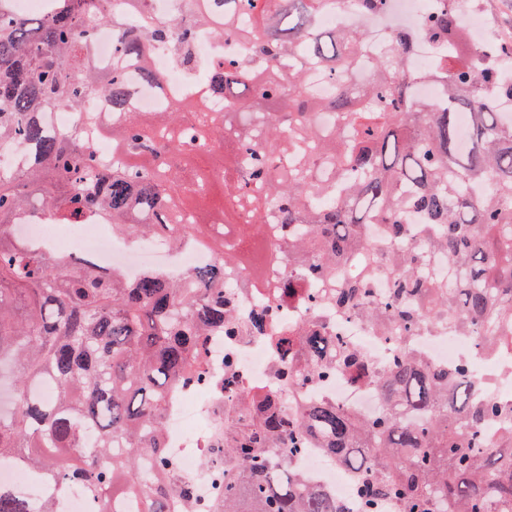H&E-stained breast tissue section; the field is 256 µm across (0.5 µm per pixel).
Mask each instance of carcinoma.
Masks as SVG:
<instances>
[{"mask_svg":"<svg viewBox=\"0 0 512 512\" xmlns=\"http://www.w3.org/2000/svg\"><path fill=\"white\" fill-rule=\"evenodd\" d=\"M0 0V151L18 156L0 172V380L13 388L11 412H0V461L36 472L53 498L81 489L91 512H195L192 487L171 479L164 450L165 417L174 393L210 385L207 343L236 336L240 326L224 294V268L240 262L249 241L214 247L197 224H172L192 213L189 201L221 186L219 208L268 237L269 261L288 258L302 277L332 280L339 289L311 296L313 311L334 304L387 327L414 334L444 326L477 336L491 356L512 345V125L482 96L512 98V40L498 62L474 71L439 66L443 102L414 93L405 58L416 39L452 41L467 49L468 32L448 7L423 17L414 31L394 30L372 61L373 79L351 81L366 46L359 25L329 30L320 13L330 0H190L181 23L147 15L129 27L104 0H52L41 17L16 16ZM101 24L116 32L114 52L147 65L151 43L182 57L208 26L223 42H239L199 83L224 95L209 112L192 96L189 125L181 111L149 125L126 108V73L96 67L91 50ZM321 68L336 95L321 99L307 70ZM92 95L107 96L122 119L108 130L121 163L103 166L78 135L51 131L46 112L81 111ZM469 118L461 136L462 115ZM224 153V177L194 160ZM39 182L38 196L28 186ZM46 211L60 224L99 217L138 244L195 242L216 254L209 266L179 280L159 270L128 279L117 270L43 251L17 232V216ZM428 249L407 246L409 213ZM385 224L370 243L367 226ZM366 252L383 263L391 285L378 298L368 276L347 268ZM268 302L248 324L273 329ZM281 352V377L309 383L339 371L373 370L366 357L314 319L307 327L268 336ZM380 414L360 419L331 401L290 415L272 399L245 396L224 411V439L213 447L236 476L216 473L212 512H344L309 484L293 458L316 443L353 473L362 512H512V403L483 393L467 361L437 368L405 346L376 378ZM44 382L50 396L34 391ZM502 424L498 436L485 424ZM0 512H32L0 486Z\"/></svg>","mask_w":512,"mask_h":512,"instance_id":"obj_1","label":"carcinoma"}]
</instances>
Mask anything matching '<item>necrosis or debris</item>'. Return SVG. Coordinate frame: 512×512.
<instances>
[{
  "label": "necrosis or debris",
  "mask_w": 512,
  "mask_h": 512,
  "mask_svg": "<svg viewBox=\"0 0 512 512\" xmlns=\"http://www.w3.org/2000/svg\"><path fill=\"white\" fill-rule=\"evenodd\" d=\"M445 4L446 0H389L385 14L369 16L361 12L360 0H337L335 10L325 12L322 20L339 30L360 25L369 37L370 48L380 50L394 29H417L424 15ZM461 16L473 19L477 24L476 29L470 32V49L462 58L463 64L473 66L488 59L498 42L480 0H466ZM224 50V44L215 40L209 30H201L194 44L195 66L188 69L168 48L153 47L150 51L152 69L160 75L161 82L157 85L143 82L138 68H131L129 77L135 87L132 108L141 113L167 110L183 98L187 88L195 84L198 72L209 68ZM72 241L91 251L100 263L119 269L131 279L137 278L147 267L161 268L171 278L179 279L187 269L215 261L212 252L198 247L158 250L150 246H131L120 236H105L100 222L92 218L75 225ZM284 277V272L276 267L271 269L265 283L246 288L242 285L244 273L241 269L225 271L224 282L234 289L238 320H246L248 313L260 302L272 299L278 308V328L293 329L308 323L312 312L306 306V297L313 291L329 295L331 285L324 283L315 288L307 280L296 277L292 280L294 288L289 295L274 299V288ZM321 316L346 342L365 353L375 366L385 364L394 352L410 343L433 365L451 367L459 360L467 359L478 376L483 377L490 372L489 367L482 364V356L475 344L462 336L443 331L408 339L394 328L383 334L358 316L331 305L322 309ZM208 358L211 385L203 391L183 389L167 416L169 451L179 473L196 483L198 502L202 505L208 504L211 498L210 473L222 467L221 461L210 456L212 443L224 430V419L218 408L234 401L241 392H250L257 398L275 395L281 406L291 411L322 399L333 401L340 408L366 418L381 410L374 383L366 376L357 378L340 372L321 384L311 386L282 380L275 371L277 353L262 336H227L211 340ZM229 360L236 365V379L231 384L224 380V364ZM294 465L313 484L336 493L345 512H361L350 473L329 461L323 449H306L295 459ZM0 485L24 497L35 510L40 508L49 493L48 486L40 483L37 476L12 461L0 464Z\"/></svg>",
  "instance_id": "necrosis-or-debris-1"
}]
</instances>
